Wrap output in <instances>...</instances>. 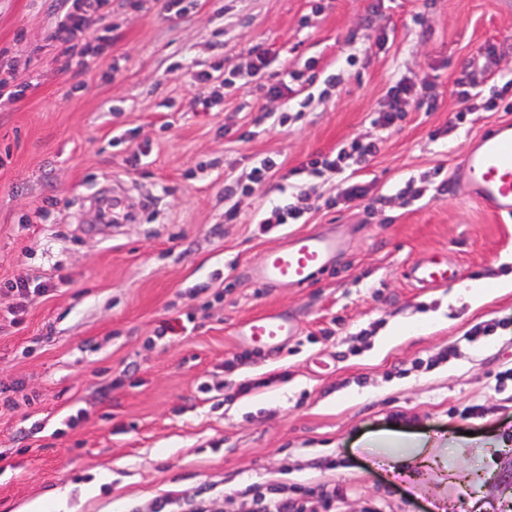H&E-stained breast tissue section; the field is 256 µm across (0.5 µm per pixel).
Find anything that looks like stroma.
Here are the masks:
<instances>
[{
    "mask_svg": "<svg viewBox=\"0 0 512 512\" xmlns=\"http://www.w3.org/2000/svg\"><path fill=\"white\" fill-rule=\"evenodd\" d=\"M57 7L0 0V73L24 88L0 93V512H148L174 486L264 481L336 484L343 512H512V379H497L512 290L475 305L405 277L431 258L464 282L512 273V220L435 191L512 120L459 87L476 57L512 70V0H192L184 16L108 0L66 54ZM256 46L254 83L225 86ZM308 60L303 106L293 74ZM402 78L433 83L436 104L382 127ZM355 138L376 153L317 172ZM267 156L272 177L225 197ZM350 179L367 189L352 203ZM110 187L130 219L92 232ZM285 192L306 200L300 223L262 227ZM302 231L344 237L332 268L308 288L256 286L249 268ZM9 280L48 288L17 326ZM277 310L300 326L284 350L239 340ZM403 319L413 332L389 335ZM389 435L424 442L394 473L376 446Z\"/></svg>",
    "mask_w": 512,
    "mask_h": 512,
    "instance_id": "1",
    "label": "stroma"
}]
</instances>
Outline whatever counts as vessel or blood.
Here are the masks:
<instances>
[{"instance_id": "1", "label": "vessel or blood", "mask_w": 512, "mask_h": 512, "mask_svg": "<svg viewBox=\"0 0 512 512\" xmlns=\"http://www.w3.org/2000/svg\"><path fill=\"white\" fill-rule=\"evenodd\" d=\"M464 195L493 214L512 218V123L504 122L476 138L457 175ZM342 243L336 236L299 232L270 249L250 270L254 283L305 288L330 268ZM405 276L414 286L435 288L454 281L456 270L435 261L413 263ZM297 320L288 312L258 315L239 326L237 334L250 344L279 350L296 336Z\"/></svg>"}]
</instances>
